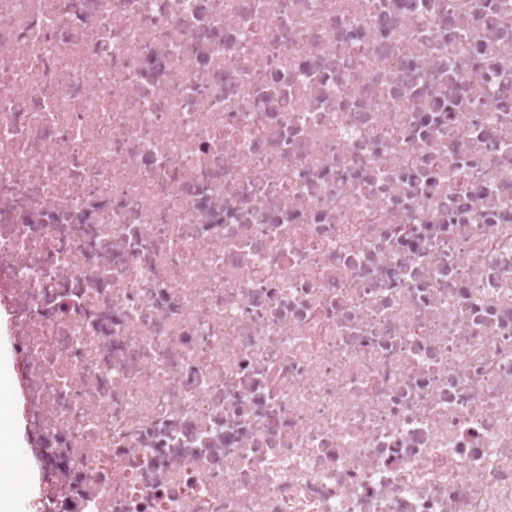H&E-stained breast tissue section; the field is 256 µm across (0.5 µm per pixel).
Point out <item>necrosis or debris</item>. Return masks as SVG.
<instances>
[{
  "instance_id": "necrosis-or-debris-1",
  "label": "necrosis or debris",
  "mask_w": 512,
  "mask_h": 512,
  "mask_svg": "<svg viewBox=\"0 0 512 512\" xmlns=\"http://www.w3.org/2000/svg\"><path fill=\"white\" fill-rule=\"evenodd\" d=\"M0 304L39 512H512V0H0Z\"/></svg>"
}]
</instances>
